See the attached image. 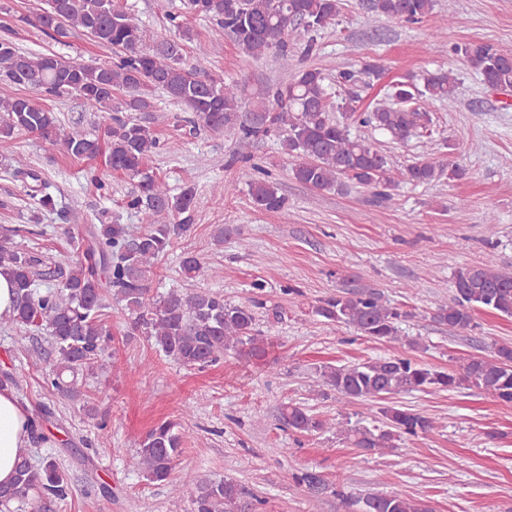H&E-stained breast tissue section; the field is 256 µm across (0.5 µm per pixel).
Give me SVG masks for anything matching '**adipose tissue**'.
Wrapping results in <instances>:
<instances>
[{
	"instance_id": "adipose-tissue-1",
	"label": "adipose tissue",
	"mask_w": 512,
	"mask_h": 512,
	"mask_svg": "<svg viewBox=\"0 0 512 512\" xmlns=\"http://www.w3.org/2000/svg\"><path fill=\"white\" fill-rule=\"evenodd\" d=\"M29 414L9 387L0 388V485L9 484L20 453L29 447Z\"/></svg>"
}]
</instances>
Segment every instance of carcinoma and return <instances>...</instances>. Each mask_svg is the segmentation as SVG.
I'll use <instances>...</instances> for the list:
<instances>
[{"mask_svg":"<svg viewBox=\"0 0 512 512\" xmlns=\"http://www.w3.org/2000/svg\"><path fill=\"white\" fill-rule=\"evenodd\" d=\"M174 29V38L153 48L146 46L141 20L118 0H45V7L25 18L51 39L79 32L112 50L101 64L67 62L49 53L20 52L12 41L0 38V81L24 86L41 96H75L104 113L100 131L63 133L56 116L28 97L0 98V144L28 133L59 145L70 157L105 158V164L138 178V192L127 196L125 207L142 215L145 227L101 222L90 239L72 238L73 258L68 268L54 269L36 253L19 251L0 241V268L8 271L14 287L13 314L0 318L9 329L43 330L50 339L53 358L48 360L44 382L58 394L80 393L81 376L110 365L112 330L105 321V293L111 292L131 316L130 328L151 342L165 357L184 366L206 367L219 363L224 353L235 351L248 358L266 353V338L256 329L255 310L266 306L264 282L254 283V296L246 304L231 305L224 296L171 289L154 295L146 274L158 263L174 240L195 223V187L185 184L177 194L149 167L164 143L152 126L138 120H112L109 112H152L150 90L161 89L185 107L212 133L236 132L237 159L243 163L238 179L249 186L253 203L277 212L286 199L267 172L253 162L248 149L263 138H278L284 154L292 158L291 172L299 183L318 191L341 189L344 181L387 190L395 186L387 157L376 144L350 132V123L405 139L431 124L430 107L436 103L457 106L459 77L448 72H427L420 81L404 80L392 86V103L359 111L357 99L333 104L320 68L298 70L291 81L268 96L249 102L245 86L222 77L200 73L183 63L185 43L192 31L169 0H156ZM436 0H370V10L407 24H417L434 13ZM192 14L212 20L219 35H227L247 55L273 53L283 64L291 57L293 37L306 38L303 53L316 48L319 32L338 23L342 0H187ZM466 66L496 90L512 89V54L485 43L454 47ZM340 116L333 117V111ZM15 170L35 182L32 198L37 210H55L50 185L14 159ZM460 178L457 164L445 166L421 160L407 166L404 177L414 183ZM185 278H196L202 265L188 253L180 263ZM56 284L40 290V283ZM483 307L512 317V272L496 267L492 258L458 269L454 296L432 314L433 322L458 332L475 327L472 312ZM312 313L326 326H346L375 340H399L398 324L413 313L390 307L373 289L338 292L317 301ZM318 381L367 413H376L372 427H345L341 435L364 454H381L404 437L427 435L438 429L437 419L408 408H374L373 402L429 389L450 391L475 386L503 404H512V343L497 344L489 356L471 357L459 369L426 368L408 357L376 358L353 365H324ZM279 422L298 434L324 432L336 423L320 418L300 404L287 403ZM178 423L165 421L142 440L131 465L147 480L169 479L183 454ZM298 485L322 490L323 481L312 472L291 474ZM71 492L70 479L51 456L38 465L30 454L16 465L11 485L0 486V505L6 512H44L51 502H61ZM258 499L247 487L232 480L203 481L192 499L191 512H255ZM361 512H431L420 499L402 494L368 493L357 500Z\"/></svg>","mask_w":512,"mask_h":512,"instance_id":"1","label":"carcinoma"}]
</instances>
